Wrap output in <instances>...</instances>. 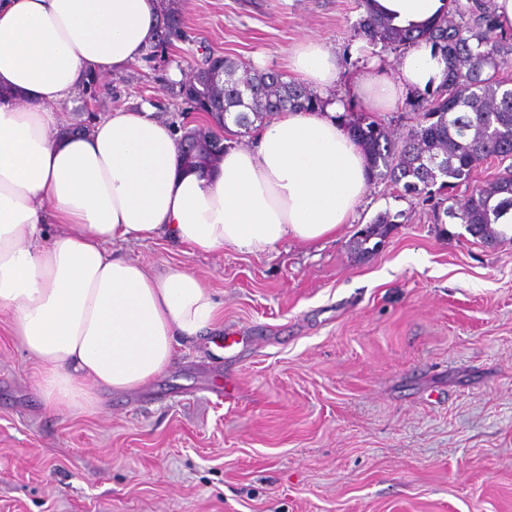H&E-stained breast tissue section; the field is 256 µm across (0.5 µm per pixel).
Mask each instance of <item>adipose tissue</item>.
Returning <instances> with one entry per match:
<instances>
[{"label":"adipose tissue","mask_w":512,"mask_h":512,"mask_svg":"<svg viewBox=\"0 0 512 512\" xmlns=\"http://www.w3.org/2000/svg\"><path fill=\"white\" fill-rule=\"evenodd\" d=\"M397 26L421 27L448 0H369ZM155 0H0V309L39 369L48 411H89L102 389L134 391L161 374L176 337L212 328L220 305L180 265L147 273L120 246L159 235L211 252L264 253L292 237L314 243L349 222L369 187L368 161L337 116L290 112L265 122L250 148L187 172L178 132L151 108H118L68 133L62 104L89 77L119 75L154 42ZM293 71L311 88L336 83L335 54L308 39ZM445 63L407 52L395 76L380 59L352 91L386 110L438 83ZM57 225L48 233L47 225Z\"/></svg>","instance_id":"obj_1"}]
</instances>
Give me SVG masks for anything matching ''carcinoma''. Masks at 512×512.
Returning a JSON list of instances; mask_svg holds the SVG:
<instances>
[{"label": "carcinoma", "instance_id": "cac0c4a2", "mask_svg": "<svg viewBox=\"0 0 512 512\" xmlns=\"http://www.w3.org/2000/svg\"><path fill=\"white\" fill-rule=\"evenodd\" d=\"M355 27V36L371 54L405 53L425 44L445 61L440 82L425 91H411L404 110L422 121L395 138L384 124L344 98L338 120L349 127L368 160L369 182L402 186L404 192L437 197V207L465 225L472 237L490 244L500 236V219L512 213V165L471 191L462 201L456 189L489 158L512 157V80L501 71L512 65V35L497 25L493 0H450L448 13L421 29L397 27L368 11ZM202 67L224 82L207 91L188 89L187 111L205 114L224 129L216 142L204 145L184 164L202 169L224 156L233 137L256 131L263 123L291 110L319 112L324 100L284 74L240 69L223 57L208 55ZM404 214L387 211L359 230V252L378 248ZM373 247H368V244Z\"/></svg>", "mask_w": 512, "mask_h": 512}]
</instances>
